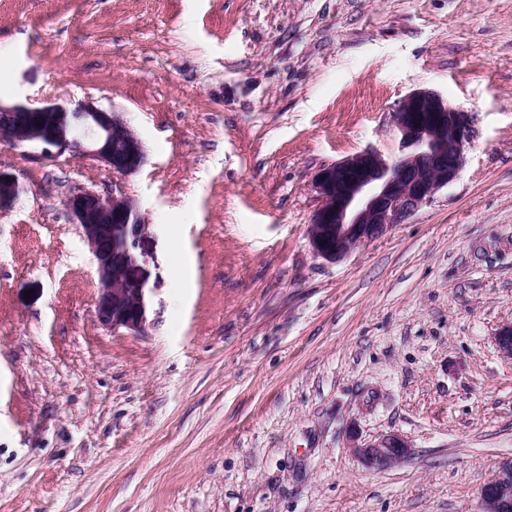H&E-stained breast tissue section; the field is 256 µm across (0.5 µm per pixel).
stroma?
I'll return each instance as SVG.
<instances>
[{
	"mask_svg": "<svg viewBox=\"0 0 512 512\" xmlns=\"http://www.w3.org/2000/svg\"><path fill=\"white\" fill-rule=\"evenodd\" d=\"M418 89L474 117L458 179L317 258L316 173L399 156ZM47 101L146 159L0 142V512H481L512 458V0H0V104ZM116 186L149 226L140 333L97 321L63 204ZM352 432L411 454L366 469ZM23 187L18 178L0 169V211L10 209L20 198Z\"/></svg>",
	"mask_w": 512,
	"mask_h": 512,
	"instance_id": "stroma-1",
	"label": "stroma"
}]
</instances>
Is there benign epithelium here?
<instances>
[{"label":"benign epithelium","mask_w":512,"mask_h":512,"mask_svg":"<svg viewBox=\"0 0 512 512\" xmlns=\"http://www.w3.org/2000/svg\"><path fill=\"white\" fill-rule=\"evenodd\" d=\"M393 123L402 148L398 159L389 162L366 149L317 172L314 187L319 205L309 231L317 257L328 262L345 259L458 179L465 150L475 135L470 113L435 91L420 89L399 102ZM126 131L119 117L91 102L75 108L58 103L0 105V140L32 150L39 160L56 161L66 154L91 156L112 173L126 176L145 161L142 141ZM22 192L18 178L0 169V211L11 208ZM64 206L96 263L98 322L112 331L141 332L148 320L150 293L142 216L120 189L102 196L77 188L65 197ZM114 273L127 287H112ZM350 448L366 469L385 470L404 462L411 444L391 432L371 441L353 437ZM481 505L482 512H512V460L503 463L482 488Z\"/></svg>","instance_id":"1"}]
</instances>
